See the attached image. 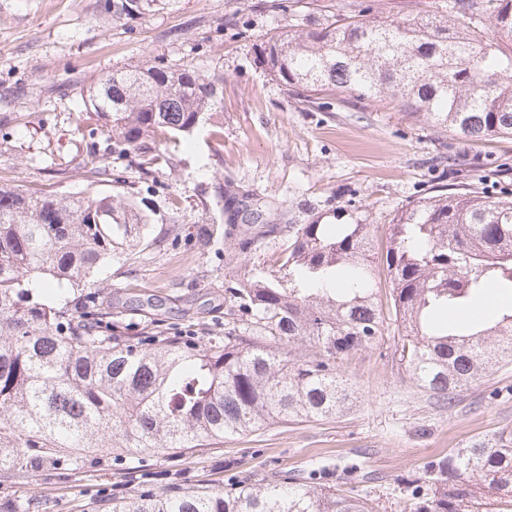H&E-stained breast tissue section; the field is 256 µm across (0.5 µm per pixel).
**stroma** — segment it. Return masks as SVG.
I'll return each instance as SVG.
<instances>
[{
  "instance_id": "obj_1",
  "label": "stroma",
  "mask_w": 512,
  "mask_h": 512,
  "mask_svg": "<svg viewBox=\"0 0 512 512\" xmlns=\"http://www.w3.org/2000/svg\"><path fill=\"white\" fill-rule=\"evenodd\" d=\"M112 0H0V183L66 195L140 200L147 221L175 235L164 247L115 259L97 274L121 335L203 338L224 332V278L244 258L223 242L195 243L203 224L224 221L228 185L291 218L369 224L386 239L394 212L456 176L512 185V136L472 144L393 103L349 93L306 102L263 61L269 38L314 32L334 21L337 0H151L132 18ZM223 77V105L186 136L161 142L159 163L117 154L81 94L113 69L142 63ZM106 176L85 172L90 152ZM393 322L342 370L360 404L333 420L276 424L183 455L90 453L68 472L52 467L0 483V502L40 512H85L133 489H222L231 481L320 483L361 498L373 512H407L410 485L433 457L512 430V364L496 368L444 404L417 391L394 357Z\"/></svg>"
}]
</instances>
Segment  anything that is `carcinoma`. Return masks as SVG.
<instances>
[{
    "instance_id": "cac0c4a2",
    "label": "carcinoma",
    "mask_w": 512,
    "mask_h": 512,
    "mask_svg": "<svg viewBox=\"0 0 512 512\" xmlns=\"http://www.w3.org/2000/svg\"><path fill=\"white\" fill-rule=\"evenodd\" d=\"M115 13H141L117 0ZM347 22L281 31L264 61L304 93L349 92L397 101L464 141L512 136V0H439L424 14L382 21L352 0ZM220 80L193 69L134 65L83 91L112 149L151 155L157 132L189 134L222 105ZM219 233L250 268L224 283V335H104L109 311L94 279L100 264L159 247L138 204L110 194L33 195L0 184V481L90 451L180 453L264 430L329 419L356 400L345 359L376 344L385 317L375 291L370 225L239 224L219 188ZM381 266L399 333L395 351L414 386L453 400L482 374L512 363V307L488 322L443 318L489 290L512 293V190L458 189L401 207ZM346 278L351 287L338 288ZM76 288L73 304L44 289ZM512 500V430L430 460L414 480L409 512H471ZM104 512H371L328 486L237 481L224 490L132 492Z\"/></svg>"
}]
</instances>
